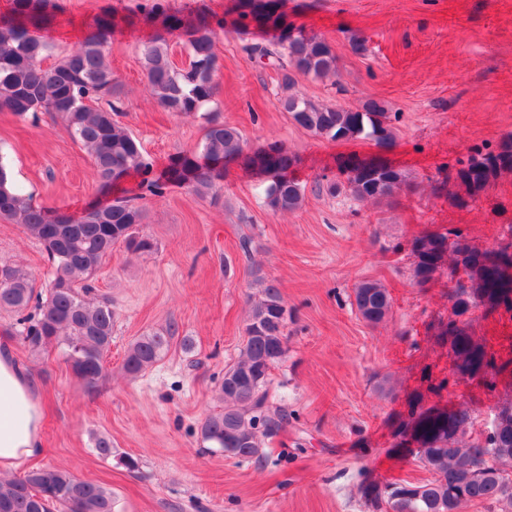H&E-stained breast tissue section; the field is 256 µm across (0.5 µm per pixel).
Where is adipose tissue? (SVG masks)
<instances>
[{
    "mask_svg": "<svg viewBox=\"0 0 512 512\" xmlns=\"http://www.w3.org/2000/svg\"><path fill=\"white\" fill-rule=\"evenodd\" d=\"M38 385L0 348V471L11 472L43 453Z\"/></svg>",
    "mask_w": 512,
    "mask_h": 512,
    "instance_id": "adipose-tissue-1",
    "label": "adipose tissue"
}]
</instances>
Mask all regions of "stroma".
<instances>
[{"label":"stroma","mask_w":512,"mask_h":512,"mask_svg":"<svg viewBox=\"0 0 512 512\" xmlns=\"http://www.w3.org/2000/svg\"><path fill=\"white\" fill-rule=\"evenodd\" d=\"M139 0H61L70 24L55 55L73 51L82 23L104 9L135 11ZM295 24L324 38L336 72L299 75L294 94L316 105L385 106L390 145L336 142L299 127L285 112L283 73L246 52L247 37L219 33L217 94L190 115L164 110L143 71L153 28L115 35L108 48L120 93L114 120L163 166L196 151L209 121L235 127L243 153L216 188L196 194L169 188L141 200L140 234L157 245L133 258L115 246L92 284L115 310L106 377L87 391L55 351L31 354L15 335L20 315L0 311V337L43 390L41 464L71 471L111 490L114 512H369L362 483L420 482L427 471L395 431L423 371L449 372L437 335L450 313L447 272L427 287L413 278L410 244L455 229L480 249L497 247L512 225V173L466 207L433 187L469 152L512 137V0H283ZM364 50H354L355 41ZM278 142L296 155L291 175L304 188L300 206L273 211L264 178L248 162ZM354 156L400 169L406 184L382 200L330 192L344 182L339 164ZM0 161L38 206L78 213L98 197L83 147L47 112L20 118L0 110ZM0 261L48 271L41 244L0 219ZM274 282L288 307L287 352L271 371L268 404L288 415L266 438L262 462L225 457L200 437L223 407L224 368L244 344L256 277ZM374 281L392 307L373 325L359 314L354 290ZM175 324L164 357L139 377L121 369L140 336ZM512 397V377L495 393L474 384L450 387L444 404L488 414ZM111 457L98 455L100 439Z\"/></svg>","instance_id":"obj_1"}]
</instances>
